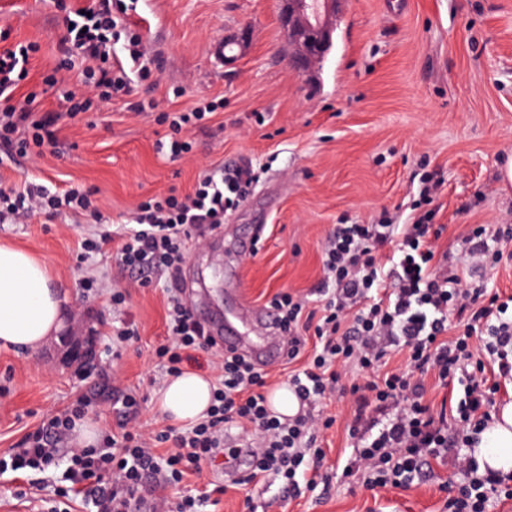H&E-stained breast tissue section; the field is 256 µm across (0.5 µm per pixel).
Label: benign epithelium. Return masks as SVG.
<instances>
[{
    "label": "benign epithelium",
    "instance_id": "obj_1",
    "mask_svg": "<svg viewBox=\"0 0 512 512\" xmlns=\"http://www.w3.org/2000/svg\"><path fill=\"white\" fill-rule=\"evenodd\" d=\"M345 0H279L282 28L292 47V64L301 75L307 74L333 44L336 17ZM84 335L68 328L59 337L61 358L71 363L83 362L92 343V330L82 326Z\"/></svg>",
    "mask_w": 512,
    "mask_h": 512
}]
</instances>
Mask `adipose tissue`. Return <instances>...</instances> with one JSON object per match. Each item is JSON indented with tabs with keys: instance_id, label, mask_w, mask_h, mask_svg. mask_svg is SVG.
<instances>
[{
	"instance_id": "obj_1",
	"label": "adipose tissue",
	"mask_w": 512,
	"mask_h": 512,
	"mask_svg": "<svg viewBox=\"0 0 512 512\" xmlns=\"http://www.w3.org/2000/svg\"><path fill=\"white\" fill-rule=\"evenodd\" d=\"M62 296L48 267L31 252L0 244V345L36 349L62 327ZM212 382L185 372L170 378L157 394V405L174 423L205 417ZM481 464L512 473V401L499 406L475 446Z\"/></svg>"
}]
</instances>
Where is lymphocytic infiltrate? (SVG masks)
<instances>
[{"label": "lymphocytic infiltrate", "mask_w": 512, "mask_h": 512, "mask_svg": "<svg viewBox=\"0 0 512 512\" xmlns=\"http://www.w3.org/2000/svg\"><path fill=\"white\" fill-rule=\"evenodd\" d=\"M137 5L138 0H85L83 9L65 15L58 43L63 59L59 70L44 79L58 101L52 111L43 110L34 91L22 102L14 100L39 44L19 41L0 49L1 153L42 156L56 145L63 117L98 110L110 101L125 99L128 111L137 115L155 110V101L137 97L134 87L135 78L150 77L154 64L142 35L128 22ZM214 110L208 102L163 114L170 135L158 141V149L173 159L189 153L183 131ZM257 179L251 163L221 166L189 193L172 188L140 202L132 223L116 226L98 208L94 188L0 186L1 224L65 215L90 224L81 243L85 254L112 243L123 267L164 277L166 338L156 358L176 376L184 363L204 352L216 373L207 416L189 427L168 426L147 436L127 426L118 434L104 433L97 444L71 449L67 442L77 421L95 404L80 395L43 417L25 434L21 448L0 457V473L62 465L55 497L65 505L81 496L88 512H200L203 499L184 495L173 500L167 490L200 473L203 464L223 458L224 438L234 429L253 436L252 469L238 485L274 476L285 481L294 499L318 488L325 457L319 439L336 422L315 406L336 391L343 368L353 367L369 379L351 388L356 412L348 432L358 446L345 466L347 474H359L371 488L405 490L436 460L461 476L443 485L445 512H488L491 500H511L506 476L482 468L474 453L494 409L485 372L512 378V305L473 284L471 276L472 270L503 260L500 233L487 224L472 225L462 240L472 266L454 264L448 252L438 249L444 227L435 223L432 207L443 182L429 175L419 187L425 209L406 223H395L385 210L369 224L337 225L323 243L315 302L288 291L268 302L280 317L287 360L295 365L288 385L300 402L297 415L282 419L268 406L266 372L244 356L218 350L178 285L189 245L203 243L208 232L221 228L227 211L244 200ZM311 336L319 348L309 355L305 348ZM395 352L405 356L403 370L387 367ZM430 376L442 387L463 385V398L448 410L433 411L424 400ZM161 444L166 453H158ZM63 447L68 450L64 456L59 453Z\"/></svg>", "instance_id": "1"}]
</instances>
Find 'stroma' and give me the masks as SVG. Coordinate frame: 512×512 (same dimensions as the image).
<instances>
[{"label": "stroma", "instance_id": "1", "mask_svg": "<svg viewBox=\"0 0 512 512\" xmlns=\"http://www.w3.org/2000/svg\"><path fill=\"white\" fill-rule=\"evenodd\" d=\"M81 2L0 0V30L41 46L22 92L41 88L57 64L64 10ZM138 15L157 27L146 39L158 56L159 81L148 91L158 111L223 103L191 132L192 152L174 160L159 153L167 126L117 101L64 120L55 152L4 161L0 180L98 188L103 215L123 224L152 195L188 192L220 164L252 163L260 180L227 213L221 236L189 249L181 278L195 307L234 315L230 290L240 283L256 306L284 289L309 293L335 225L368 224L384 210L406 222L426 172L444 182L435 221L454 259L463 260L459 244L471 225L512 224V184L500 179L512 161V0H347L333 47L310 78L292 67L276 0H141ZM244 30L241 55L229 62L214 55L217 43ZM256 224L265 227L257 254L239 256L235 237ZM87 230L63 217L0 223V241L51 268L65 294V322L80 323L88 311L97 319L96 347L83 364L62 365L50 343L33 352L0 348V453L81 394L95 397L89 416L100 429H118L119 392L147 396L137 423L165 422L155 397L168 376L153 350L165 337L166 284L134 287L112 246L85 256ZM90 275L130 288L127 306L85 291ZM128 318L139 339L113 348L112 325ZM327 410L336 423L323 442V471L332 478L325 499H284L271 478L228 491L215 512H440L447 466L407 490L365 488L342 474L354 446L345 429L353 399L334 395Z\"/></svg>", "mask_w": 512, "mask_h": 512}]
</instances>
